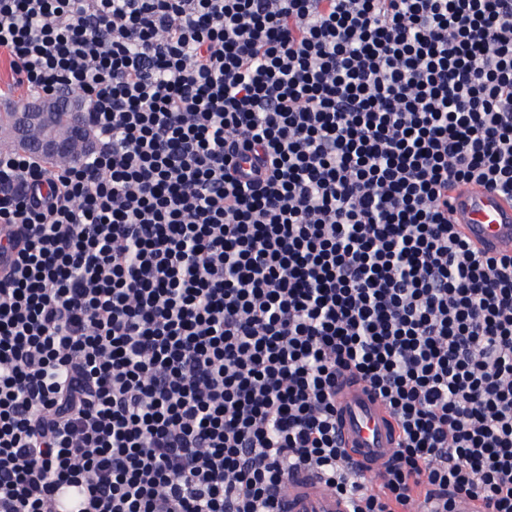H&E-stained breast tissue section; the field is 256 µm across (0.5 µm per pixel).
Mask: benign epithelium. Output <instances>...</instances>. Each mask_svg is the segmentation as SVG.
<instances>
[{
    "label": "benign epithelium",
    "mask_w": 512,
    "mask_h": 512,
    "mask_svg": "<svg viewBox=\"0 0 512 512\" xmlns=\"http://www.w3.org/2000/svg\"><path fill=\"white\" fill-rule=\"evenodd\" d=\"M4 138L41 162L74 158L94 146L87 113L75 106L63 112L59 98L45 93L26 111L12 112L0 123V140Z\"/></svg>",
    "instance_id": "obj_1"
}]
</instances>
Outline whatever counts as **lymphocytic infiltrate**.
Wrapping results in <instances>:
<instances>
[{"label": "lymphocytic infiltrate", "mask_w": 512, "mask_h": 512, "mask_svg": "<svg viewBox=\"0 0 512 512\" xmlns=\"http://www.w3.org/2000/svg\"><path fill=\"white\" fill-rule=\"evenodd\" d=\"M0 54L97 136L0 154V512H512V255L448 219L512 196V0H0ZM336 428L360 482L382 467L399 439L398 426L384 403L359 382L342 383L336 397ZM277 512H351L350 499L336 497L315 472L301 470L288 479Z\"/></svg>", "instance_id": "lymphocytic-infiltrate-1"}]
</instances>
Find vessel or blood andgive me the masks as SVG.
<instances>
[{
	"instance_id": "1",
	"label": "vessel or blood",
	"mask_w": 512,
	"mask_h": 512,
	"mask_svg": "<svg viewBox=\"0 0 512 512\" xmlns=\"http://www.w3.org/2000/svg\"><path fill=\"white\" fill-rule=\"evenodd\" d=\"M448 218L477 249L512 253V198L478 185L449 191ZM336 428L355 479L372 476L388 460L399 439L398 426L384 403L364 384L343 382L336 397ZM277 512H351L350 499L336 497L324 479L302 470L291 476Z\"/></svg>"
}]
</instances>
